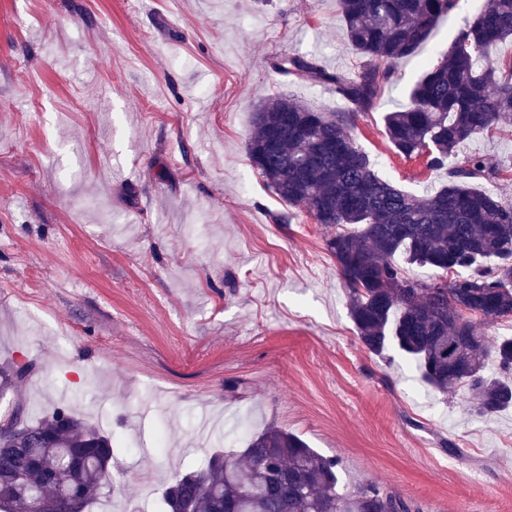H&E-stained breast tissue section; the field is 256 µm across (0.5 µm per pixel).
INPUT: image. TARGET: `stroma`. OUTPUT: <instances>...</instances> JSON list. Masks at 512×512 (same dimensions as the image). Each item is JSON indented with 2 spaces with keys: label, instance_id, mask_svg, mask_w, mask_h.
<instances>
[{
  "label": "stroma",
  "instance_id": "35a3bbf8",
  "mask_svg": "<svg viewBox=\"0 0 512 512\" xmlns=\"http://www.w3.org/2000/svg\"><path fill=\"white\" fill-rule=\"evenodd\" d=\"M477 10L457 0L353 130L411 193L446 175L393 153L384 116ZM288 53L358 66L337 0H0V364L26 370L16 399L123 441L93 512H164L176 470L268 424L339 458L340 492L512 512V410L476 417L397 348L369 353L327 229L249 160L266 99L344 106L276 73Z\"/></svg>",
  "mask_w": 512,
  "mask_h": 512
}]
</instances>
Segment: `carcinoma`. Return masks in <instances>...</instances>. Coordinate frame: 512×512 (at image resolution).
<instances>
[{
	"instance_id": "carcinoma-1",
	"label": "carcinoma",
	"mask_w": 512,
	"mask_h": 512,
	"mask_svg": "<svg viewBox=\"0 0 512 512\" xmlns=\"http://www.w3.org/2000/svg\"><path fill=\"white\" fill-rule=\"evenodd\" d=\"M354 73L326 69L313 55L283 54L282 76L332 88L339 112L315 110L281 95L253 113L248 152L276 196L306 210L329 230L326 246L347 286L350 317L362 346L380 356L394 346L414 359L423 380L445 394L465 391L472 412L490 418L512 408V338L493 344L477 325L512 320V204L482 183L512 168L463 150L474 135L512 125V55L494 46L512 39V0H487L436 63L411 86L408 103L384 118L396 154L424 157L448 180L416 195L382 178L355 143L360 114L371 111L398 61L425 44L456 0H337ZM441 271L410 279L395 261ZM494 363L497 372H488ZM23 372L0 367V397L15 392ZM0 430V512H88L112 491V435L66 406L36 421L15 403ZM339 460L275 425L239 450L217 449L198 470L176 472L163 493L166 512H421L413 501L367 484L337 491Z\"/></svg>"
}]
</instances>
